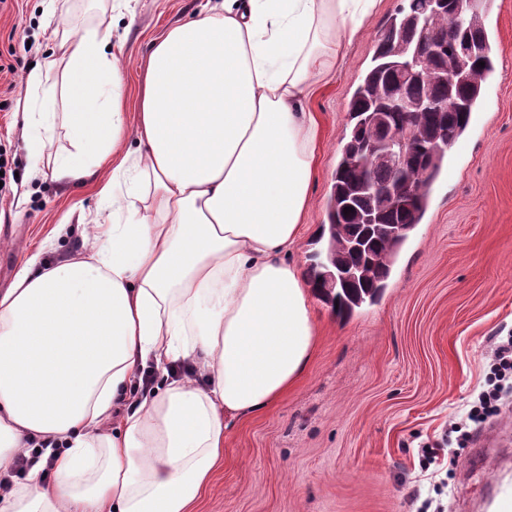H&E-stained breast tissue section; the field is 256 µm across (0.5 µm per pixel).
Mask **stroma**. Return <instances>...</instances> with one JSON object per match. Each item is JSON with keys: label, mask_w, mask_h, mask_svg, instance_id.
<instances>
[{"label": "stroma", "mask_w": 512, "mask_h": 512, "mask_svg": "<svg viewBox=\"0 0 512 512\" xmlns=\"http://www.w3.org/2000/svg\"><path fill=\"white\" fill-rule=\"evenodd\" d=\"M206 3L137 0L134 14L121 16L112 51L128 119L136 117L150 42ZM403 4L377 0L337 74L310 102L323 141L310 229L293 255L300 266L309 264L314 228L327 221L350 99ZM483 18L495 68L386 290L347 318L312 300L319 337L304 374L265 410L231 419L224 462L194 512H485L496 471L512 474V397L485 424L496 433L491 465L448 441L450 423L482 388L489 355L512 333V0H493ZM110 19L109 0L0 5V147L13 171L0 198V291L29 260L79 251L85 224L104 206L95 181L64 187L47 174L30 178L22 126L26 75L49 47L43 27L74 33ZM60 224L66 237L55 234ZM426 448L437 453L428 466Z\"/></svg>", "instance_id": "stroma-1"}]
</instances>
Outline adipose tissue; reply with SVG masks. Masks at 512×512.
I'll list each match as a JSON object with an SVG mask.
<instances>
[{
  "instance_id": "obj_1",
  "label": "adipose tissue",
  "mask_w": 512,
  "mask_h": 512,
  "mask_svg": "<svg viewBox=\"0 0 512 512\" xmlns=\"http://www.w3.org/2000/svg\"><path fill=\"white\" fill-rule=\"evenodd\" d=\"M375 5L199 11L151 42L131 130L111 24L52 35L27 91L63 71L87 160L57 159L51 174L79 185L101 171L100 195L126 221L92 225L80 253L29 261L0 292V468L26 439L57 446L54 481L32 469L0 490V512H193L230 419L302 376L315 288L291 256L322 141L304 102ZM149 365L157 382L130 398Z\"/></svg>"
}]
</instances>
